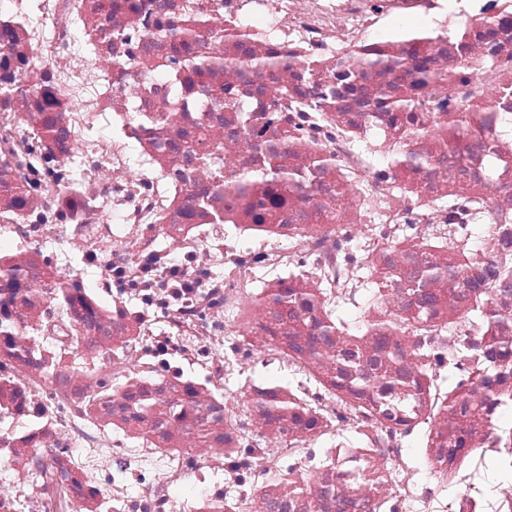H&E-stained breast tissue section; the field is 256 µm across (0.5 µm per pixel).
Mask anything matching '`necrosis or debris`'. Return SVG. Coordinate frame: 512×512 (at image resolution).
Wrapping results in <instances>:
<instances>
[{
    "label": "necrosis or debris",
    "instance_id": "4bbe7bcc",
    "mask_svg": "<svg viewBox=\"0 0 512 512\" xmlns=\"http://www.w3.org/2000/svg\"><path fill=\"white\" fill-rule=\"evenodd\" d=\"M210 49L237 66L184 67ZM1 86L0 512H512L472 312L512 343V0H5ZM374 282L395 328L327 331ZM450 372L448 407L418 378Z\"/></svg>",
    "mask_w": 512,
    "mask_h": 512
}]
</instances>
